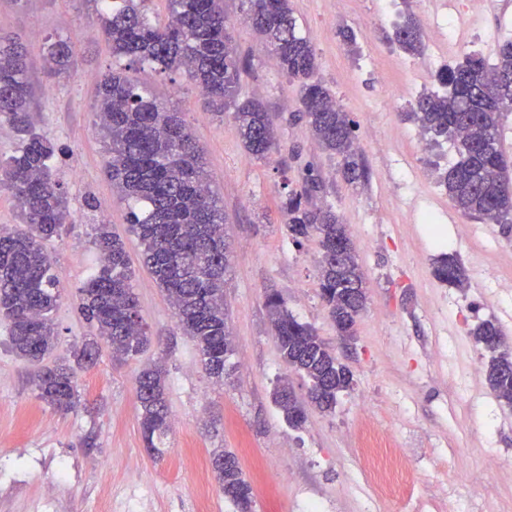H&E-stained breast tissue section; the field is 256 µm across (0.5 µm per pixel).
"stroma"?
<instances>
[{"instance_id": "35a3bbf8", "label": "stroma", "mask_w": 512, "mask_h": 512, "mask_svg": "<svg viewBox=\"0 0 512 512\" xmlns=\"http://www.w3.org/2000/svg\"><path fill=\"white\" fill-rule=\"evenodd\" d=\"M316 57V77L356 124L369 171L360 186L345 183L335 157L321 151L300 117L298 89L278 70L251 27L245 0H224L239 52L251 65L241 94L259 99L276 133L267 158L244 150L231 115L209 112L186 72L132 65L128 75L169 108L182 112L203 150L212 189L224 205L233 244L224 290L236 353L224 383L203 372L193 340L141 262V246L126 222L127 204L105 170L103 135L95 124L96 89L112 67L93 0H0V33L21 36L33 66L37 131L59 153L53 174L66 189L73 222L48 245L61 300L57 331L45 365H74L77 407L62 413L41 401L32 383L36 365L16 356L0 326V512H235L211 464L214 449L232 450L254 489L253 512H304L307 499L331 512H406L402 493L373 504L360 474L352 431L363 405L413 459L409 480L418 494L450 495L460 512H512V408L490 393L483 356L469 330L501 321L512 338V292L488 278L512 281V235L501 225L464 216L440 176L456 162L447 141L417 150L413 122L401 119L432 76L461 57L470 39L498 43V16L512 0H492L476 27L461 25L458 46L431 56L404 53L393 30L406 14L428 23L448 0H291ZM357 36L342 40V29ZM77 44L72 76L44 66L45 36ZM321 189L311 205L331 206L348 225L368 286V303L351 344H341L318 292L319 244L295 245L281 203L299 189L305 168ZM95 208H88V201ZM107 220L125 243L133 286L150 343L117 361L100 346L94 363L75 364L73 351L90 337L78 290L96 273L94 226ZM465 269L464 289L433 276L442 252ZM279 294L299 320L312 324L353 372L354 386L335 409L309 410L303 429L284 422L272 399L288 381L305 396L304 380L280 358L265 305ZM167 369L171 428L162 456L145 448L136 401L144 367ZM278 443L281 453L269 450ZM497 468L476 480L487 457Z\"/></svg>"}]
</instances>
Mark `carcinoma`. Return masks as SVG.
Listing matches in <instances>:
<instances>
[{
	"label": "carcinoma",
	"mask_w": 512,
	"mask_h": 512,
	"mask_svg": "<svg viewBox=\"0 0 512 512\" xmlns=\"http://www.w3.org/2000/svg\"><path fill=\"white\" fill-rule=\"evenodd\" d=\"M146 0H102V30L112 58L165 70H184L217 116L233 113L247 153L264 159L274 145L273 122L256 99H240L247 61L238 55L224 14V0H167L164 21L151 20ZM245 22L264 37L279 71L299 84L300 104L314 142L340 159L344 181L352 186L368 177L358 152L353 123L320 81L314 79L316 53L299 29L291 0H249ZM394 41L409 55L424 48V33L407 15L395 26ZM43 59L50 72L70 76L75 45L47 36ZM30 61L17 37L0 36V122L19 135L13 154L0 157V191L14 200L21 224L0 226V324L12 352L32 362L50 353L57 336L51 313L60 299L47 242L73 223L67 193L51 174L54 146L34 132ZM438 89L422 94L405 113L424 133L453 142L458 160L442 176L449 200L463 215L512 228V161L502 141L503 111L512 105V40L498 46L494 61L468 53L435 74ZM95 113L108 140L107 168L113 185L128 202L127 223L142 246V262L170 301L184 333L199 352L205 373L218 381L230 370L235 344L228 330L224 287L231 272L224 236V206L213 192L204 162L182 113L167 108L122 68L103 74ZM319 188L309 171L299 191L282 202L293 243L315 237L320 247V297L341 340L354 339L367 303L365 274L347 225L330 207L312 208L307 198ZM101 256L99 272L78 295L79 308L95 335L117 358L139 355L149 344L131 283L125 243L95 227ZM435 279L463 289L465 270L453 254H443ZM272 332L286 366L308 384L307 403L327 412L350 389L354 375L331 351L314 326L288 312L281 299L267 296ZM487 354L485 377L494 397L512 406V344L499 323L486 319L470 332ZM39 399L60 412L73 410L78 389L71 366L40 371L34 379ZM136 399L146 448L159 452L169 428L165 372L154 365L136 379ZM273 400L288 426L306 414L287 383ZM213 470L238 512H253L251 482L236 454H213Z\"/></svg>",
	"instance_id": "carcinoma-1"
}]
</instances>
